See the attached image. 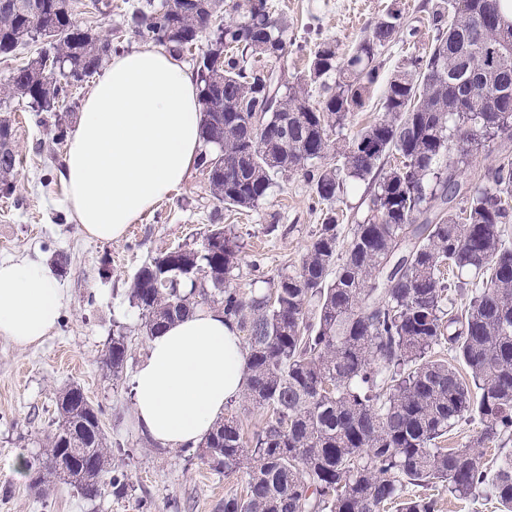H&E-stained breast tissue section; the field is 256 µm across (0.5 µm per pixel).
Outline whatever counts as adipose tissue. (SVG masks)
Listing matches in <instances>:
<instances>
[{
	"mask_svg": "<svg viewBox=\"0 0 512 512\" xmlns=\"http://www.w3.org/2000/svg\"><path fill=\"white\" fill-rule=\"evenodd\" d=\"M196 74L170 51L143 45L116 55L84 99L60 179L90 238H121L190 177L205 142ZM65 293L40 258L0 263V338L40 343ZM239 330L212 310L149 336L131 380L139 431L166 448L197 444L246 386Z\"/></svg>",
	"mask_w": 512,
	"mask_h": 512,
	"instance_id": "obj_1",
	"label": "adipose tissue"
}]
</instances>
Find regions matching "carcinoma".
<instances>
[{
  "mask_svg": "<svg viewBox=\"0 0 512 512\" xmlns=\"http://www.w3.org/2000/svg\"><path fill=\"white\" fill-rule=\"evenodd\" d=\"M230 2V15L209 25L224 0H146L131 22L179 54L205 31L215 45L196 68L206 145L198 166L214 199L251 209L276 177L301 171L327 211L299 270L266 292L230 286L240 246L221 224L207 245L162 252L133 277L129 301L148 336L204 309L213 294L212 309L248 332L244 398L266 418L247 438L230 416L198 443L216 473L246 477L245 494L225 496L217 510L436 512L430 495L402 497L411 484L512 512V97L484 111L512 71V49L498 54L512 46V28L495 24L500 0H436L431 44L398 61L381 118L336 147L330 166L318 161L372 98L378 59L404 34V9H387L345 54L319 43L307 72L281 82L275 69L256 76V48L283 59L288 26L267 0ZM37 42L46 48L0 82V96L40 112L56 111L116 51L77 24L73 0H0V56ZM312 85L321 92L315 106ZM494 140L496 159L475 182L454 179L473 148ZM17 164L11 123L0 119L3 197L17 192ZM361 181L365 215L342 246L333 205ZM189 267L205 273L189 277ZM444 347L465 372L435 357ZM127 354L126 337H112L103 364L113 377ZM59 405L62 424L28 466L31 487L42 493L62 468L78 473L59 464L78 442L95 467L74 487L93 501L96 473L110 460L100 410L71 389ZM469 421L480 430L445 445ZM485 448L497 449L490 464Z\"/></svg>",
  "mask_w": 512,
  "mask_h": 512,
  "instance_id": "cac0c4a2",
  "label": "carcinoma"
}]
</instances>
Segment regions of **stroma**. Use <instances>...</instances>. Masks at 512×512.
Instances as JSON below:
<instances>
[{
  "label": "stroma",
  "mask_w": 512,
  "mask_h": 512,
  "mask_svg": "<svg viewBox=\"0 0 512 512\" xmlns=\"http://www.w3.org/2000/svg\"><path fill=\"white\" fill-rule=\"evenodd\" d=\"M78 23L111 36L122 50L150 44L134 32L131 13L144 0H108L91 8L75 0ZM288 26L293 46L280 66L288 78L302 72L317 43L335 41L347 52L390 5L391 0H269ZM415 36H401L380 57L388 74L408 52L428 42V12L434 0H402ZM90 89L78 84L57 112H36L21 99H0V116L9 118L19 148V189L0 197V262L44 257L66 290L61 318L41 344L20 348L0 338V512H216L226 494L242 493L243 474L212 471L196 454L165 448L145 439L134 426L130 380L146 352L147 336L139 310L129 302L138 268L161 251L199 247L211 225H224L241 246L233 286L244 294L272 287L295 272L320 227L325 205L316 203L302 174L277 178L266 201L253 209L219 207L207 177L193 170L189 180L129 225L112 242L87 237L65 200L60 170L66 146L54 145L57 124L74 127ZM123 329L128 360L121 377L102 365L116 329ZM82 388L101 411L112 465L133 488L129 498L105 495L81 499L69 485L56 483L46 497L35 498L18 460H36L46 435L59 420L56 400L67 387ZM144 508H137L136 498Z\"/></svg>",
  "instance_id": "stroma-1"
}]
</instances>
